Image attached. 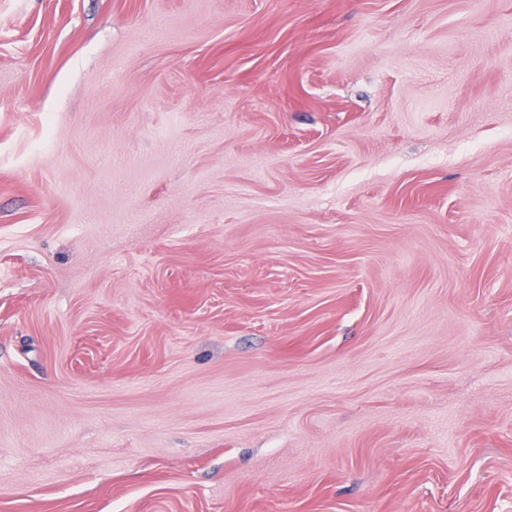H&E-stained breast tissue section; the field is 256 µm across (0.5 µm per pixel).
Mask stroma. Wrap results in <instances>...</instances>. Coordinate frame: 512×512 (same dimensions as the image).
I'll use <instances>...</instances> for the list:
<instances>
[{
	"instance_id": "1",
	"label": "stroma",
	"mask_w": 512,
	"mask_h": 512,
	"mask_svg": "<svg viewBox=\"0 0 512 512\" xmlns=\"http://www.w3.org/2000/svg\"><path fill=\"white\" fill-rule=\"evenodd\" d=\"M0 512H512V0H0Z\"/></svg>"
}]
</instances>
